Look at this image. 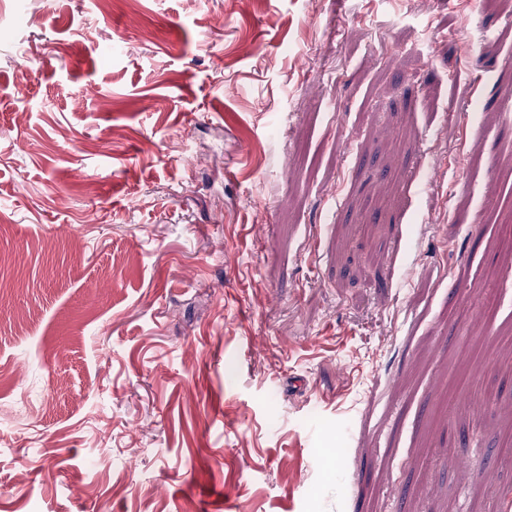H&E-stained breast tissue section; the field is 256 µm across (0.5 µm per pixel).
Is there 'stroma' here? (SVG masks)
I'll return each instance as SVG.
<instances>
[{"instance_id": "1", "label": "stroma", "mask_w": 512, "mask_h": 512, "mask_svg": "<svg viewBox=\"0 0 512 512\" xmlns=\"http://www.w3.org/2000/svg\"><path fill=\"white\" fill-rule=\"evenodd\" d=\"M0 0V512H512V0Z\"/></svg>"}]
</instances>
